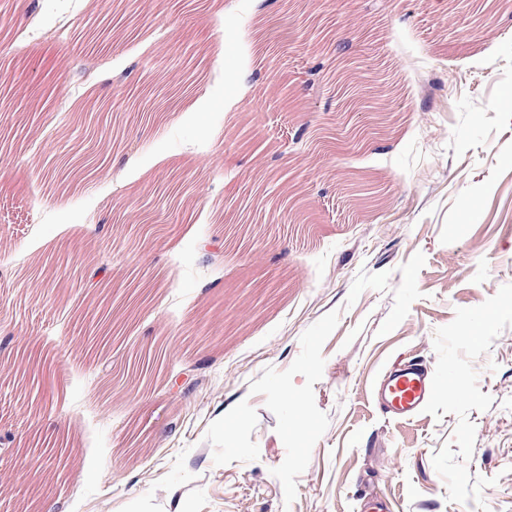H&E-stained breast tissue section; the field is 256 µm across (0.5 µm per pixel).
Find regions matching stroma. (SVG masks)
<instances>
[{
  "label": "stroma",
  "mask_w": 512,
  "mask_h": 512,
  "mask_svg": "<svg viewBox=\"0 0 512 512\" xmlns=\"http://www.w3.org/2000/svg\"><path fill=\"white\" fill-rule=\"evenodd\" d=\"M35 3L137 27L103 57L128 74L108 102L200 73L161 123L118 113L121 165L63 198L42 167L79 147L76 114L45 123L42 90L78 47L13 43ZM327 27L389 137L293 144L358 119L306 86ZM1 43L0 93L28 91L0 113V436L68 441L55 480L0 460L8 512H359L374 493L512 512V8L476 26L455 0H0ZM173 172L192 201L145 231L130 216ZM269 182L305 209L265 204ZM407 362L444 393L400 422L373 390Z\"/></svg>",
  "instance_id": "stroma-1"
}]
</instances>
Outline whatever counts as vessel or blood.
<instances>
[{
  "mask_svg": "<svg viewBox=\"0 0 512 512\" xmlns=\"http://www.w3.org/2000/svg\"><path fill=\"white\" fill-rule=\"evenodd\" d=\"M437 386L423 366L413 363L388 372L377 392L376 402L385 414L398 420L415 417L432 400Z\"/></svg>",
  "mask_w": 512,
  "mask_h": 512,
  "instance_id": "1",
  "label": "vessel or blood"
}]
</instances>
